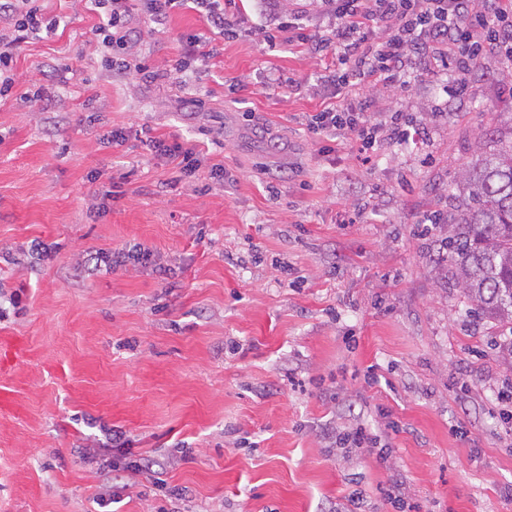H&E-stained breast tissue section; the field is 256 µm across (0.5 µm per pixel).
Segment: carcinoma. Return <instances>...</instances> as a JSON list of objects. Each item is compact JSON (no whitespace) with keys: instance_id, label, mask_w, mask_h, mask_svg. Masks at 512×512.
Segmentation results:
<instances>
[{"instance_id":"cac0c4a2","label":"carcinoma","mask_w":512,"mask_h":512,"mask_svg":"<svg viewBox=\"0 0 512 512\" xmlns=\"http://www.w3.org/2000/svg\"><path fill=\"white\" fill-rule=\"evenodd\" d=\"M459 205L440 223V261L467 301L512 335V144L461 169Z\"/></svg>"}]
</instances>
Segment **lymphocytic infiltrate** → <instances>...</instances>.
Segmentation results:
<instances>
[{"label": "lymphocytic infiltrate", "mask_w": 512, "mask_h": 512, "mask_svg": "<svg viewBox=\"0 0 512 512\" xmlns=\"http://www.w3.org/2000/svg\"><path fill=\"white\" fill-rule=\"evenodd\" d=\"M103 10L97 32L112 51L108 65L149 73L158 79L160 71L130 65L122 57L134 33L130 25L129 0H90ZM263 22L257 34L268 47L299 43L311 53H333L344 70L338 85L405 87L410 74L435 70L437 64L453 66L464 73L477 64L482 52L496 51L512 56V0H307L319 14L323 29L308 33L306 25L290 21L278 10L277 0H255ZM152 22L163 23L171 9L188 4L203 8L208 26L226 33L235 22L236 0H144ZM0 22L6 24L12 43L25 41L44 23L40 0H0ZM388 33L374 37L377 24ZM372 103L325 106L308 118V128L317 135L346 130L355 133L363 149L378 140L409 142V124L392 119L390 124L373 123ZM157 157L178 169L182 178L197 177L202 166L195 146L165 138L154 139Z\"/></svg>", "instance_id": "lymphocytic-infiltrate-1"}]
</instances>
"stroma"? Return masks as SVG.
<instances>
[{
	"instance_id": "1",
	"label": "stroma",
	"mask_w": 512,
	"mask_h": 512,
	"mask_svg": "<svg viewBox=\"0 0 512 512\" xmlns=\"http://www.w3.org/2000/svg\"><path fill=\"white\" fill-rule=\"evenodd\" d=\"M41 6L63 24L10 46L0 98V512H347L355 489L359 512H394L395 477L406 512H512L497 400L512 358L423 224L453 210L463 166L512 141L503 57L478 62L462 100L440 72L339 91L318 81L334 55L263 48L254 8L229 39L196 10L157 26L137 8L125 57L170 69L155 81L103 67L88 0ZM190 31L214 55L173 71ZM32 85L44 102L23 100ZM364 97L421 142L365 154L340 133L324 153L306 115ZM114 129L123 146L103 142ZM154 137L195 145L223 184L180 178ZM136 244L154 265L93 261ZM359 425L384 457L331 443ZM135 457L158 468L127 489L112 464Z\"/></svg>"
}]
</instances>
